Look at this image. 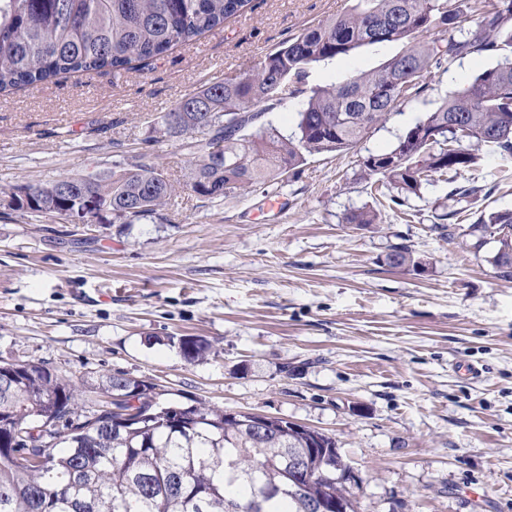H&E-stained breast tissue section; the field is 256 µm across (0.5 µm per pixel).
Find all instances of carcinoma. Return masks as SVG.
Listing matches in <instances>:
<instances>
[{
  "label": "carcinoma",
  "instance_id": "cac0c4a2",
  "mask_svg": "<svg viewBox=\"0 0 512 512\" xmlns=\"http://www.w3.org/2000/svg\"><path fill=\"white\" fill-rule=\"evenodd\" d=\"M251 0H0V94L63 74L132 68L195 40L246 11ZM473 27L461 24L457 0H351L349 7L268 54L252 73L228 76L181 98L167 118L182 128L192 156L188 186L215 199L234 189L273 186L297 177L309 155L346 151L385 123L400 106L425 97L426 74L456 58L484 55L495 63L423 113L394 146L361 159L375 190L394 204L419 195L437 174L473 167L471 146L512 157V0H469ZM434 32L438 38L423 42ZM402 44L369 72L339 83L311 85L315 65L363 46ZM299 101L285 135L265 114ZM59 176L31 188L27 205L62 213L94 201L122 224L158 214L175 195L157 167L135 162L91 180ZM67 180L64 194L47 185ZM454 186L439 219L458 221V205L482 192ZM368 229L379 211L344 218ZM491 236L496 274L512 279V210L482 211L468 235ZM393 268L423 261L404 245L391 247ZM188 362L206 358L211 344L180 338ZM157 384L126 373H89L76 380L31 360L0 362V512H306L309 502L334 497L358 512L352 467L324 433L297 430L284 420L263 435L254 414L203 404L164 402ZM139 404L124 418L117 399ZM97 424L78 426L89 416ZM46 461L22 456L37 437ZM308 455L303 488L288 483V458Z\"/></svg>",
  "mask_w": 512,
  "mask_h": 512
}]
</instances>
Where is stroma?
<instances>
[{
	"mask_svg": "<svg viewBox=\"0 0 512 512\" xmlns=\"http://www.w3.org/2000/svg\"><path fill=\"white\" fill-rule=\"evenodd\" d=\"M344 5L252 0L157 60L0 95V196L137 160L176 186L160 216L137 224L0 212V360L75 378L124 372L180 403L323 432L358 476L360 512H512V280L490 263L493 240L435 227L453 184L491 190L464 202L461 227L481 210H512V159L480 150L454 183L435 179L400 206L379 204L360 167L489 58L431 74L425 101L353 149L308 157L274 194L195 196L190 155L163 134L184 95L253 72ZM400 49L360 48L313 67L309 82H340ZM362 207L379 210L376 228L345 223ZM398 244L422 266H388ZM183 336L206 339L209 356L187 362Z\"/></svg>",
	"mask_w": 512,
	"mask_h": 512,
	"instance_id": "1",
	"label": "stroma"
}]
</instances>
